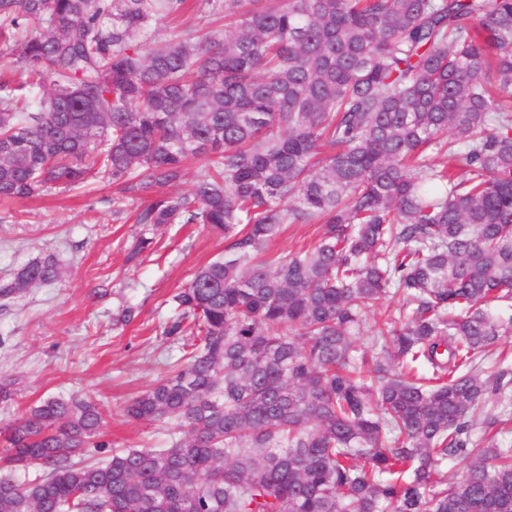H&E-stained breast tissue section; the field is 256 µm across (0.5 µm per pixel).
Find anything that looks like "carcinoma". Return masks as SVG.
<instances>
[{
  "mask_svg": "<svg viewBox=\"0 0 512 512\" xmlns=\"http://www.w3.org/2000/svg\"><path fill=\"white\" fill-rule=\"evenodd\" d=\"M186 7L0 0V201L106 179L114 220L225 242L161 325L188 351L125 409L169 447L75 462L101 409L47 398L3 436L0 469L43 476L1 475L0 512H512V444L470 439L512 385L479 365L512 333V0H198L156 40ZM286 224L323 232L260 257ZM195 13L189 11L174 19L168 18L156 25V37L161 40L169 39L186 27L192 26L195 22Z\"/></svg>",
  "mask_w": 512,
  "mask_h": 512,
  "instance_id": "cac0c4a2",
  "label": "carcinoma"
}]
</instances>
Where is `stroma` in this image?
Returning a JSON list of instances; mask_svg holds the SVG:
<instances>
[{
	"instance_id": "stroma-1",
	"label": "stroma",
	"mask_w": 512,
	"mask_h": 512,
	"mask_svg": "<svg viewBox=\"0 0 512 512\" xmlns=\"http://www.w3.org/2000/svg\"><path fill=\"white\" fill-rule=\"evenodd\" d=\"M114 189L90 182L71 192L0 203V279L29 260L55 255L62 275L27 289L0 307V381H14L16 402L0 403V429L20 408L49 397L99 404L111 448L167 446V430L126 417L128 401L164 378L182 344L157 335L172 295L195 271L224 251V238L201 224L120 223L112 217ZM156 247L138 257L139 238ZM133 306L131 323L115 313Z\"/></svg>"
}]
</instances>
